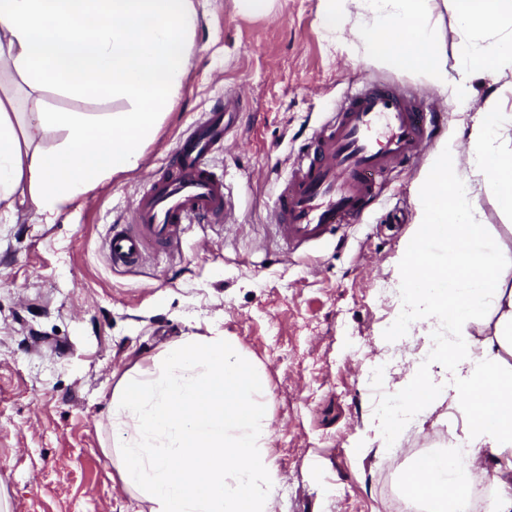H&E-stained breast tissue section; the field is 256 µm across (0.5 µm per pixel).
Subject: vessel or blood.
<instances>
[{
  "label": "vessel or blood",
  "mask_w": 512,
  "mask_h": 512,
  "mask_svg": "<svg viewBox=\"0 0 512 512\" xmlns=\"http://www.w3.org/2000/svg\"><path fill=\"white\" fill-rule=\"evenodd\" d=\"M228 96L220 111L202 113L181 139L163 171L132 204V221L116 224L106 247L113 268L139 267L147 252L173 249L191 224H224L234 214L224 178L210 163L241 112ZM442 117L436 102L422 101L372 81L315 128L279 186L271 221L289 251L309 249L358 224L378 205L386 174L419 159Z\"/></svg>",
  "instance_id": "obj_1"
}]
</instances>
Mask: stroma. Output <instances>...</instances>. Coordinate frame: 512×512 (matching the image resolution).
<instances>
[{"instance_id": "obj_1", "label": "stroma", "mask_w": 512, "mask_h": 512, "mask_svg": "<svg viewBox=\"0 0 512 512\" xmlns=\"http://www.w3.org/2000/svg\"><path fill=\"white\" fill-rule=\"evenodd\" d=\"M323 0H272L268 13L201 0L194 55L180 94L140 166L103 182L54 222L22 207L0 214V493L9 512H133L110 453L108 418L120 378L182 337L224 331L262 366L270 397L266 452L278 471L273 512H403L400 475L414 456L448 447L462 424L435 404L396 451L360 456L383 396L406 384L421 350L447 329L415 316L410 338L385 335L404 306L402 257L430 152L463 109L418 73L371 63L356 23L337 40L320 26ZM430 25L449 75L462 66L449 0ZM438 101L445 127L420 159L397 168L378 207L327 243L287 256L270 212L300 146L364 81ZM466 110L496 100L512 113V73L478 72ZM247 105L211 163L236 207L232 224L190 225L178 248L133 270L113 269L106 240L178 146L226 91ZM489 239L512 255V213L491 188L476 198Z\"/></svg>"}]
</instances>
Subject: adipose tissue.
Masks as SVG:
<instances>
[{
  "mask_svg": "<svg viewBox=\"0 0 512 512\" xmlns=\"http://www.w3.org/2000/svg\"><path fill=\"white\" fill-rule=\"evenodd\" d=\"M434 0H325L320 24L337 36L357 20L369 59L419 72L456 102L469 100L475 70L512 72V0H452L463 32L464 65L449 78L448 62L428 29ZM199 22L195 0H0V66L17 76L27 105L0 97V210L31 205L53 220L98 183L136 170L157 126L169 114L188 73ZM490 40L472 38L475 26ZM77 99L122 101L116 112L48 109L45 86ZM512 129V113L486 105L470 129L468 174L456 171V132L429 160L431 190L417 209L405 249L406 301L448 326V341L421 362L399 390L419 422L438 396L464 424L454 448L411 461L407 512H474L478 460L512 453V291L500 270L512 258L493 249L477 220L476 178L512 212V156L486 145ZM60 140L42 148L48 132ZM448 242L445 268L420 266L423 242ZM479 311L498 313L499 333L468 331ZM452 373L443 389L430 363ZM269 389L259 363L234 337L213 329L183 337L152 364L124 375L109 416L116 467L137 512H271L277 477L267 457Z\"/></svg>",
  "mask_w": 512,
  "mask_h": 512,
  "instance_id": "adipose-tissue-1",
  "label": "adipose tissue"
}]
</instances>
